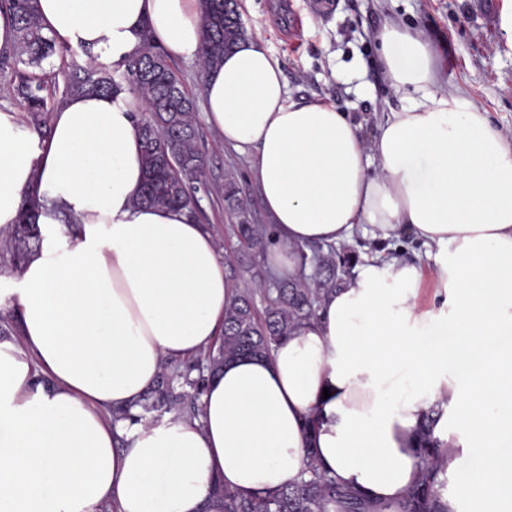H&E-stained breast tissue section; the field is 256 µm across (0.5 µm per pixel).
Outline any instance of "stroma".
I'll use <instances>...</instances> for the list:
<instances>
[{"instance_id": "35a3bbf8", "label": "stroma", "mask_w": 512, "mask_h": 512, "mask_svg": "<svg viewBox=\"0 0 512 512\" xmlns=\"http://www.w3.org/2000/svg\"><path fill=\"white\" fill-rule=\"evenodd\" d=\"M389 20L421 29L442 61L449 90L474 100L512 141V0H328L323 8L316 0H253L251 12L241 15L247 33L261 32L278 55L295 99L332 102L360 121L368 136L377 117L402 105L372 39ZM198 125L207 160L204 222L220 252L235 254L240 244L224 208L225 173L237 179L253 223L264 227L268 221L247 158L225 147L206 120ZM346 249L356 265L397 252L424 262L429 252L410 234L383 240L368 228Z\"/></svg>"}]
</instances>
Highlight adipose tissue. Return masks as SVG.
Returning <instances> with one entry per match:
<instances>
[{
    "label": "adipose tissue",
    "instance_id": "ef3b65f1",
    "mask_svg": "<svg viewBox=\"0 0 512 512\" xmlns=\"http://www.w3.org/2000/svg\"><path fill=\"white\" fill-rule=\"evenodd\" d=\"M58 44L123 69L145 38L197 61L201 0H38ZM379 61L404 95L365 137L324 100H294L279 58L253 34L205 71L206 120L246 155L274 228L268 266L294 275L296 247L348 242L367 225L408 232L431 269L365 259L317 318L264 357L225 362L197 416L144 425L164 364L216 346L241 287L213 233L187 208L135 205L144 176L135 97L74 94L38 143L0 110V228L37 190L41 246L0 305V512H221L215 485L266 493L295 484L308 456L371 500L397 504L419 475L415 434L435 428L457 479L448 512L512 502V142L449 90L418 29H377ZM439 306H419L425 276Z\"/></svg>",
    "mask_w": 512,
    "mask_h": 512
}]
</instances>
